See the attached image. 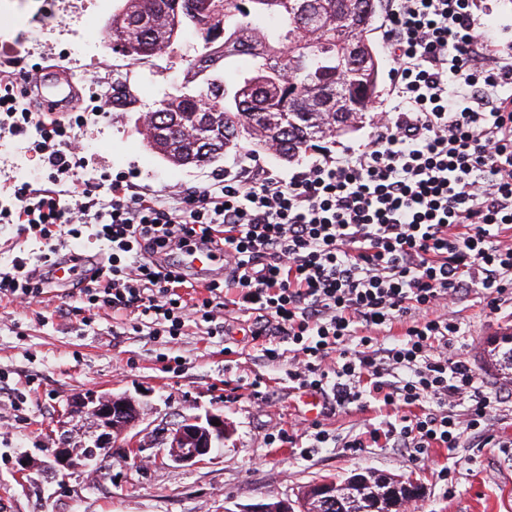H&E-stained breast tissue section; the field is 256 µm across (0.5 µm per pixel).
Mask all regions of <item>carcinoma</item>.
<instances>
[{"label": "carcinoma", "instance_id": "obj_1", "mask_svg": "<svg viewBox=\"0 0 512 512\" xmlns=\"http://www.w3.org/2000/svg\"><path fill=\"white\" fill-rule=\"evenodd\" d=\"M221 12L201 22L179 0H151L147 10L138 0H123L112 16V51L123 57L150 56L187 29L210 35L224 31L221 49L197 59L190 69L209 72L208 107L201 96L185 92L164 100L145 114L140 129L151 146L177 166H201L247 143L279 144L278 160L290 162L314 142H335L336 125L363 124L365 108L377 97L384 59L368 42L370 66L355 68L345 60L344 44L365 40L376 17V0H220ZM306 13L320 18L316 31L301 29L297 19ZM252 60L245 76L226 85L221 68L242 57ZM312 85L324 88L316 102L301 97ZM136 86L128 79L112 83V108L137 107ZM195 127L202 140L182 136ZM490 361L512 376V334L499 338L489 350ZM73 446L83 462L101 463L110 448H89L92 434L77 435Z\"/></svg>", "mask_w": 512, "mask_h": 512}]
</instances>
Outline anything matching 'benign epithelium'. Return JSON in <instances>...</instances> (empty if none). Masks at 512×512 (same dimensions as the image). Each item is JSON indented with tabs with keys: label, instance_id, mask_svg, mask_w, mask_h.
I'll return each instance as SVG.
<instances>
[{
	"label": "benign epithelium",
	"instance_id": "benign-epithelium-1",
	"mask_svg": "<svg viewBox=\"0 0 512 512\" xmlns=\"http://www.w3.org/2000/svg\"><path fill=\"white\" fill-rule=\"evenodd\" d=\"M88 414L95 422L93 437L100 446L112 445L116 435L128 433L140 421L142 413L135 400L124 394H101L86 392L73 398L63 414L64 421L59 425L56 442L58 449L52 454V460L46 468L54 471L67 468L71 463L70 428L68 419ZM217 425H212V422ZM229 428L224 416L209 414L204 418L186 416L176 426L167 431L168 460L185 466H194L213 453L215 443L224 441ZM389 475L372 469L355 472L348 480L351 486L369 485L376 495L374 508L386 506L389 512H407L411 504L424 497V489L416 480L411 479L402 487L388 486ZM336 478L324 477L304 486L297 499H282L278 496H266L255 504L245 505L224 512H347V505L337 496Z\"/></svg>",
	"mask_w": 512,
	"mask_h": 512
}]
</instances>
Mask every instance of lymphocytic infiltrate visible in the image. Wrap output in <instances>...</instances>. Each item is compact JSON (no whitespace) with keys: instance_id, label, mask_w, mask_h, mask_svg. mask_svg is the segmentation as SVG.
I'll return each mask as SVG.
<instances>
[{"instance_id":"obj_1","label":"lymphocytic infiltrate","mask_w":512,"mask_h":512,"mask_svg":"<svg viewBox=\"0 0 512 512\" xmlns=\"http://www.w3.org/2000/svg\"><path fill=\"white\" fill-rule=\"evenodd\" d=\"M383 2L394 106L363 143L288 178L246 165L165 200L117 179L102 199L74 174L83 115L41 123L1 93L0 131L39 124L48 185L20 183L0 207L1 224L45 248L0 268V299L39 301L54 256L87 228L105 261L62 291L83 325L109 309L133 313L151 340L190 322L216 337L231 307L264 357L287 359L289 389L393 410L371 434L410 460L486 438L503 397L449 354L463 331L448 307L474 296L495 314L512 292V56L485 29L482 0ZM202 249L224 257L203 285L181 262Z\"/></svg>"}]
</instances>
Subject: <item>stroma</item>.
<instances>
[{
	"mask_svg": "<svg viewBox=\"0 0 512 512\" xmlns=\"http://www.w3.org/2000/svg\"><path fill=\"white\" fill-rule=\"evenodd\" d=\"M121 5L122 0H111L98 29L86 33L78 18L95 9L96 0H24L27 17L22 21L0 13L4 77L19 78L45 56L63 55L81 33L95 43L98 67L117 65L130 72L138 111H104L98 99L86 101L96 117L88 125L86 160L79 169L83 179L128 180L166 198L236 173L249 157L281 175L292 173V166L246 149L197 167L170 164L151 149L136 131L140 113L153 110L163 96L203 89V81L190 79L187 70L206 44L188 30L165 54L142 60L115 55L109 24ZM38 138L33 127L20 136L0 134V195L9 196L14 185L43 176V158L32 148ZM60 303L57 297L27 308L0 302V372L26 399L16 408L11 395L0 394V512H232L270 494L296 498L320 477L342 478L363 468L420 479L428 512H512V452L498 447L512 441V383L487 364L484 354L490 338L512 331V305H503L495 315L468 299L450 311L467 331L452 352H463L490 390L508 395L491 428L495 447H477L469 438L451 450L434 449L428 461L416 463L385 440L370 437L369 424L385 419L377 407L330 411L290 391L287 361L264 360L236 312L226 314L224 341L208 338L203 327L191 323L178 339L149 342L134 331L133 316L105 309L87 327L78 316L61 315ZM173 357L180 366L166 371ZM90 390L124 393L139 403L144 413L138 427L140 459L127 460L116 452L97 473L78 466L63 478L36 470L17 480L18 459H46L67 402ZM210 413L222 414L232 429L223 447L196 466L167 460L165 428L181 416ZM298 422L306 428L320 424L336 437L338 447L277 441L278 431H292ZM356 437L363 441L361 449L344 448V441Z\"/></svg>",
	"mask_w": 512,
	"mask_h": 512,
	"instance_id": "1",
	"label": "stroma"
}]
</instances>
